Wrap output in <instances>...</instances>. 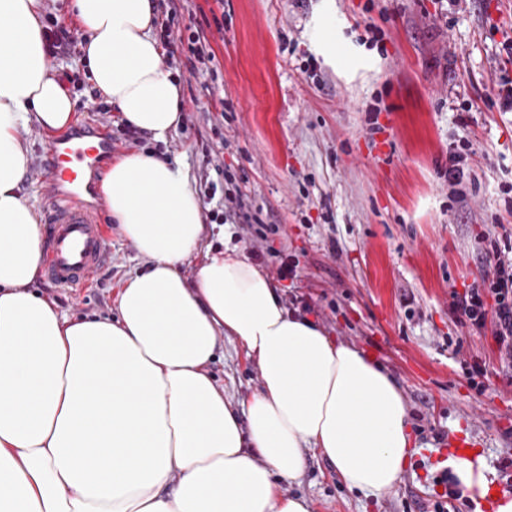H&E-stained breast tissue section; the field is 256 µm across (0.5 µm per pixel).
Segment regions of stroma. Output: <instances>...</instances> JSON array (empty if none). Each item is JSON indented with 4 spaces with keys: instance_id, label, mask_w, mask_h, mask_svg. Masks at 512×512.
I'll list each match as a JSON object with an SVG mask.
<instances>
[{
    "instance_id": "1",
    "label": "stroma",
    "mask_w": 512,
    "mask_h": 512,
    "mask_svg": "<svg viewBox=\"0 0 512 512\" xmlns=\"http://www.w3.org/2000/svg\"><path fill=\"white\" fill-rule=\"evenodd\" d=\"M185 10L181 25H205L215 59L195 72L187 51L168 59L184 99L167 143H133L119 112L87 85L76 89L79 118L105 122L113 138L99 174L135 149L179 159L200 190L224 167L277 231L263 240L206 222L183 276L227 244L275 280L282 301L310 295L326 335L379 363L409 417L467 442L487 480L498 481L499 462L512 455V380L499 371L491 336L469 334L448 300L484 270L481 237L512 236L501 193L512 184V110L487 104L500 76H512L501 51L512 40V0H187ZM370 25L381 40L371 41ZM220 98L231 111H213ZM25 138L32 165L21 189L40 208L49 190L45 137L34 126ZM462 138L472 152L464 198L454 201L448 151ZM108 231L112 259L87 288L41 275L30 292L70 317L116 316L121 284L145 261L119 225ZM273 248L295 262V283L278 279ZM475 356L488 365L481 395L461 368ZM209 372L236 401L261 384L257 362L224 336ZM412 445L399 481L381 495L349 490L314 455L302 478L280 489L305 497L310 512H419L449 455L429 435Z\"/></svg>"
}]
</instances>
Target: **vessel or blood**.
Segmentation results:
<instances>
[{"instance_id":"vessel-or-blood-1","label":"vessel or blood","mask_w":512,"mask_h":512,"mask_svg":"<svg viewBox=\"0 0 512 512\" xmlns=\"http://www.w3.org/2000/svg\"><path fill=\"white\" fill-rule=\"evenodd\" d=\"M111 151V138L97 125L80 123L48 141L45 272L56 286L86 287L91 273L112 258L104 220L88 198L100 160Z\"/></svg>"}]
</instances>
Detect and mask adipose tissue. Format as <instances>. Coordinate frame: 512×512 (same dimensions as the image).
Listing matches in <instances>:
<instances>
[{"label": "adipose tissue", "instance_id": "obj_1", "mask_svg": "<svg viewBox=\"0 0 512 512\" xmlns=\"http://www.w3.org/2000/svg\"><path fill=\"white\" fill-rule=\"evenodd\" d=\"M94 88L166 142L182 87L164 66L153 0H71ZM76 101L46 65L40 0H0V512H309L280 491L309 455L350 490H390L411 439L399 386L357 349L288 310L236 248L181 265L204 235L179 162L130 151L100 183L146 258L117 318H70L27 287L42 228L21 192L23 137L70 126ZM257 361L261 388L229 400L207 373L220 336Z\"/></svg>", "mask_w": 512, "mask_h": 512}]
</instances>
